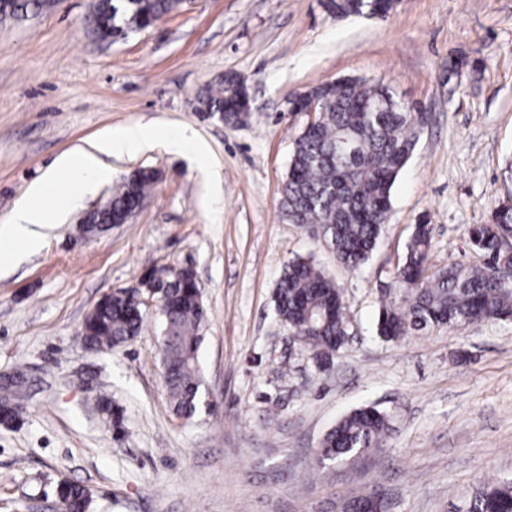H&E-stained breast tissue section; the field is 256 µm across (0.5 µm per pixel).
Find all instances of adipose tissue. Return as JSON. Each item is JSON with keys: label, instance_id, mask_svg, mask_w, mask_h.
Segmentation results:
<instances>
[{"label": "adipose tissue", "instance_id": "1", "mask_svg": "<svg viewBox=\"0 0 512 512\" xmlns=\"http://www.w3.org/2000/svg\"><path fill=\"white\" fill-rule=\"evenodd\" d=\"M152 137L149 128L131 125L101 136L93 151L63 155L55 169L30 187L27 199L14 209L8 222L0 225V236H7L23 251L40 250L44 231L58 212L67 208L80 193L111 179L112 172L101 164L100 155L142 149ZM60 184L65 190L59 194L55 188Z\"/></svg>", "mask_w": 512, "mask_h": 512}]
</instances>
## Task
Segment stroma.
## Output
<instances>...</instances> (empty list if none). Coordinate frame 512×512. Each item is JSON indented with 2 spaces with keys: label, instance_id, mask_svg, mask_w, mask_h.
<instances>
[{
  "label": "stroma",
  "instance_id": "1",
  "mask_svg": "<svg viewBox=\"0 0 512 512\" xmlns=\"http://www.w3.org/2000/svg\"><path fill=\"white\" fill-rule=\"evenodd\" d=\"M94 2L0 22V225L61 154L136 123L157 135L103 156L111 181L79 197L41 250L0 268V373L32 377L21 423L0 425V512L54 499L63 479L92 491V512H341L375 489L391 512H458L478 480L512 479V321L376 333L381 286L415 225L431 228L432 268L476 263L468 228L512 199V0H396L383 18L339 16L327 0H182L111 42L91 32ZM228 74L246 77L250 99L235 125L202 105ZM340 77L383 82L426 114L356 270L280 207L305 123L289 101ZM186 127L204 161L168 148ZM143 168L159 178L140 211L80 238L83 213ZM298 255L335 280L352 322L323 372L274 310ZM152 264L192 267L207 310L189 418L170 404L157 299L125 346L90 351L77 337L105 294ZM103 397L122 409L121 432ZM363 405L390 414L386 438L317 465L324 435Z\"/></svg>",
  "mask_w": 512,
  "mask_h": 512
}]
</instances>
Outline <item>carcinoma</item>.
Instances as JSON below:
<instances>
[{"instance_id": "1", "label": "carcinoma", "mask_w": 512, "mask_h": 512, "mask_svg": "<svg viewBox=\"0 0 512 512\" xmlns=\"http://www.w3.org/2000/svg\"><path fill=\"white\" fill-rule=\"evenodd\" d=\"M179 0H96L92 32L102 40L116 35L117 23L149 26L172 12ZM329 8L345 15H364L370 0H329ZM46 0H6L0 20L39 13ZM318 101L319 122L300 131L282 186V209L293 224L309 228L343 265L358 268L375 250L391 212V192L417 143L419 113L406 111L393 90L381 83L356 79L347 85L327 81L310 89ZM206 110L237 123L243 105L235 76L203 98ZM155 183L141 169L117 187L109 208L99 212V224L80 227L94 237L103 225L119 220L144 198ZM512 229V205L494 210L493 222L469 231L472 249L481 265L452 264L428 273L431 237L425 224L415 225L395 278L406 297L384 296L378 333L385 340L418 334L434 325L458 326L479 316L512 319V280L493 270L512 268V255L501 246L500 233ZM138 288L157 297L163 317V364L173 411L189 418L196 411L201 375L198 350L207 312L199 297L194 270L147 267ZM279 322L307 342L314 366L325 371L333 355L350 336V323L340 288L312 259L298 256L282 270L274 291ZM143 323L141 305L126 290L103 297L83 321L78 338L83 346L113 349L134 340ZM24 373L0 384V421L9 424L23 414ZM389 430L386 413L373 406L353 410L341 418L321 441L317 461H342L360 449L375 447ZM388 512L387 499L372 492L348 501L346 512L359 506ZM62 512H90L88 490L79 483L60 486ZM465 512H512V484L481 483Z\"/></svg>"}]
</instances>
